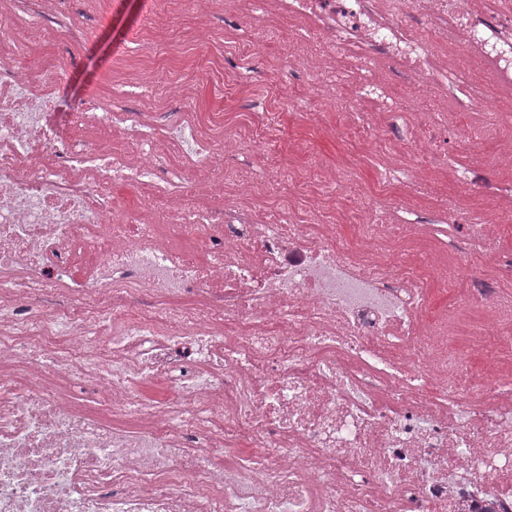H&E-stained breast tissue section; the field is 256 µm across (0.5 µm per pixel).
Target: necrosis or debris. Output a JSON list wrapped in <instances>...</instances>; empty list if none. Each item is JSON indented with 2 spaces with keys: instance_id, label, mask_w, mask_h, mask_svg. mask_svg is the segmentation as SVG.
Instances as JSON below:
<instances>
[{
  "instance_id": "necrosis-or-debris-1",
  "label": "necrosis or debris",
  "mask_w": 512,
  "mask_h": 512,
  "mask_svg": "<svg viewBox=\"0 0 512 512\" xmlns=\"http://www.w3.org/2000/svg\"><path fill=\"white\" fill-rule=\"evenodd\" d=\"M280 3L301 23L288 67L313 75L310 97L335 101L345 56L414 76L433 112L413 153L379 138L396 109L385 97L338 125L385 168L415 156L405 204L429 183L437 132L462 154L474 144L437 111L435 83H462L502 123L512 0ZM0 17L18 23L0 50V512H512V298L499 290L512 247L498 224H404L359 193L335 211L304 192L337 177L316 159L283 171L288 205L256 207L258 183L224 160L247 141L276 156L270 123L216 145L198 132L186 157L140 113L90 99L59 111L71 64L44 75L26 58L44 29L84 44L65 0H0ZM500 152L511 165L481 192L511 217L512 136ZM171 157L181 167L161 172ZM191 177L203 198L188 199ZM121 184L143 190L136 217ZM433 287L449 314L482 310L472 344L430 317ZM153 379L166 397L142 394Z\"/></svg>"
}]
</instances>
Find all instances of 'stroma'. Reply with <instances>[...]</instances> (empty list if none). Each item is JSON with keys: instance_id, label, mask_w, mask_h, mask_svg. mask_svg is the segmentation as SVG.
Returning a JSON list of instances; mask_svg holds the SVG:
<instances>
[{"instance_id": "35a3bbf8", "label": "stroma", "mask_w": 512, "mask_h": 512, "mask_svg": "<svg viewBox=\"0 0 512 512\" xmlns=\"http://www.w3.org/2000/svg\"><path fill=\"white\" fill-rule=\"evenodd\" d=\"M66 8L72 21L84 30L85 44L67 49L61 42L40 40L32 56L33 62L45 65L63 51H70L75 65L66 98H93L103 109L119 103L128 111L148 113L155 126L165 132L180 124L184 113H208L219 97L223 100V118L211 129L216 142L225 132L239 130L270 113L278 125L284 166L302 169L314 157L328 167L352 170L356 184L370 195L375 211L383 213L396 205L395 194L373 195L372 189L385 177V170L373 152L361 150L358 142L336 131L335 107L309 96V74L291 76L287 99H267L268 87L284 65L289 38L298 26L297 21L277 10L273 0H213L201 18L176 13L161 28L153 20L152 0H67ZM201 21L208 24L215 41L210 52L212 64L205 72L199 68V53L193 42V29ZM251 33L259 34L262 46L248 52L242 43ZM139 39L176 42L173 68L191 84L188 97L165 99L162 86L166 74L162 71L156 72L149 88L135 84L134 75L142 63L132 47ZM228 73L239 75L241 81L233 93L223 96L219 90ZM475 151V156L456 159L461 180L449 179L444 168L434 170L432 191L419 197L414 210L406 213L407 221L436 224L443 217V208L482 207L479 186L493 173L481 162L496 153L495 137L479 141Z\"/></svg>"}]
</instances>
